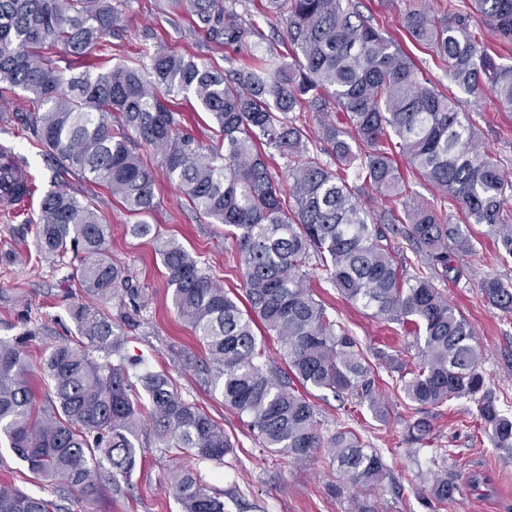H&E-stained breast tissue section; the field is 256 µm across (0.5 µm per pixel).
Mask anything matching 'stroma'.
<instances>
[{
    "label": "stroma",
    "instance_id": "35a3bbf8",
    "mask_svg": "<svg viewBox=\"0 0 512 512\" xmlns=\"http://www.w3.org/2000/svg\"><path fill=\"white\" fill-rule=\"evenodd\" d=\"M358 2L365 16L399 39L439 90L451 97L458 95L444 63L429 46L404 34L400 19L407 9L420 6L439 12L451 6L462 10L466 7L464 0ZM146 43L166 45L222 69L231 64L242 67L248 60L243 53L234 63H227L224 47L195 29L175 0H127L116 30L105 37L93 56L103 70L119 62L131 64L138 60ZM33 107L31 95L20 90L0 97V146L9 147L19 156L40 192L61 185L80 201L94 204L112 227L110 256L143 290L134 302L118 297L90 301L69 279L70 258L45 259L39 254L30 224L39 211L38 202H29L10 215L0 214V338L22 343L27 351L35 368L36 403H43L48 391V382L38 370L40 362L54 345L77 333L71 306L92 302L124 336V354L139 357L140 369L168 372L182 398L203 408L231 439L233 448L223 463L203 461L196 465L207 493L223 499L224 512H351L360 490L342 479L328 448L314 449L304 461L267 451L246 424L225 407L219 390L198 365L204 350L196 344L189 323L172 306L156 241L131 233L137 215L113 197L103 183L71 174L56 179L51 155L21 125V114ZM464 108L480 131L482 148L496 154L512 170V108L492 99L468 102ZM154 176L158 209L151 224L162 238L198 255L225 288L243 294L237 246L225 237L223 225L210 223L192 210L162 168H155ZM484 232L481 225L471 228L479 245L465 259L468 276L456 283L441 280L437 286L473 326L482 351L486 385L499 397L501 409L512 414V312L491 306L479 291L485 276L512 279V261L505 263L497 257ZM309 279L317 299L358 339L381 377L387 381L397 378L391 357L414 345V337L346 301L327 282L322 268L310 269ZM385 397L390 419L382 423L367 408L341 404L331 391L314 389L309 394L321 414L324 434L346 427L365 447L381 453L395 485L376 491L380 512H428L424 488L434 473L443 470L460 473L464 480L448 512H512V458L492 446L476 422L472 403L461 400L449 404L433 421L434 443L423 446L408 440L412 418L402 394L389 390ZM179 464L173 454L149 447L131 479L118 486H99L89 492L63 485L52 489L29 472L11 451L7 438L0 436V485L52 500L61 512H181L169 491V475Z\"/></svg>",
    "mask_w": 512,
    "mask_h": 512
}]
</instances>
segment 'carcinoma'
I'll return each mask as SVG.
<instances>
[{
    "mask_svg": "<svg viewBox=\"0 0 512 512\" xmlns=\"http://www.w3.org/2000/svg\"><path fill=\"white\" fill-rule=\"evenodd\" d=\"M260 2L263 14L283 17L286 26L288 57L273 69L255 53L250 66L223 72L155 45L142 50V63L96 74L88 64L68 76L53 50L62 46L85 59L120 21L121 2L0 0V93L18 88L32 95L26 128L62 172L103 182L142 216L135 234L159 236L144 220L157 203L154 172L138 152L143 145L196 212L227 228L238 249L245 310L182 246L161 241L158 253L172 305L207 354L206 374L263 447L296 460L320 447L323 420L303 394L310 387L365 404L379 421L389 417L358 340L313 297L305 268L316 262L345 300L415 328V351L399 361L414 417L411 442H431L434 411L465 399L493 447L512 456V416L485 386L474 328L435 286L437 279L467 276L472 224L486 227L502 261L512 259V175L480 151L478 129L460 101L438 91L353 0ZM178 4L227 50L255 49L265 40L258 24L237 12V0ZM471 4L496 37L512 43V0ZM403 28L448 63V78L466 100L492 96L512 106V64L495 60L469 14L411 9ZM179 93L193 95L210 115L216 142L205 145L188 132L174 101ZM310 112L328 115L314 140L303 128ZM270 149L288 158L286 191L269 170ZM400 159L432 188V199L406 193ZM350 172L389 206L367 208ZM32 223L40 254L72 253L71 277L88 294L140 297L108 256L111 225L90 205L63 188L51 190ZM396 224L412 259L392 244ZM479 291L512 312V283L488 276ZM70 315L80 339L54 346L43 360L51 386L39 407L26 352L0 339V434L15 455L47 483L80 491L115 484L131 477L145 451L146 417L155 446L185 454L187 464L169 482L181 512H224V501L205 492L193 468L196 461L223 463L232 448L224 429L185 401L168 374L134 372L108 316L84 303ZM258 322L285 347L286 369L265 355ZM329 448L351 484L372 492L385 482L382 456L352 431L336 430ZM458 490L457 474L435 477L428 508L445 512ZM0 512L59 508L1 484Z\"/></svg>",
    "mask_w": 512,
    "mask_h": 512,
    "instance_id": "obj_1",
    "label": "carcinoma"
}]
</instances>
